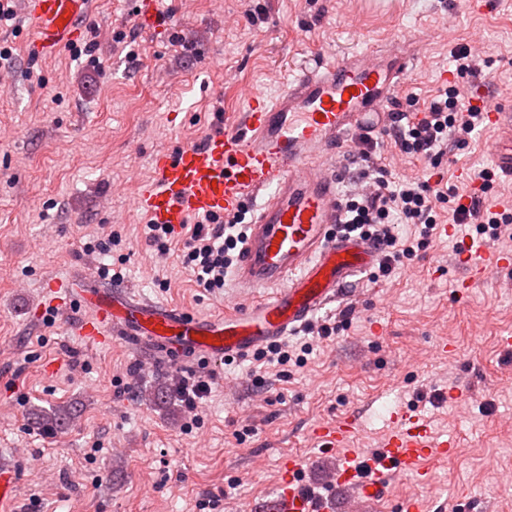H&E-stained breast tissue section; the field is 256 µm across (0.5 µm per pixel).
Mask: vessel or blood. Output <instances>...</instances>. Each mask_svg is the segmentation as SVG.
Segmentation results:
<instances>
[{
  "mask_svg": "<svg viewBox=\"0 0 512 512\" xmlns=\"http://www.w3.org/2000/svg\"><path fill=\"white\" fill-rule=\"evenodd\" d=\"M25 6L34 21V49L46 57L75 40L90 0H26ZM417 62L414 52L378 44L314 58L276 97L248 93L245 112L222 131L154 155V181L137 196V208L150 223L176 228L196 214L224 217L250 209L234 277L243 291L266 288L269 296L201 318L80 275L50 283V293L59 294L60 306L89 313L80 332L92 342L145 340L170 356L246 357L300 330L378 262L370 243L336 231L344 204L329 158L339 144L360 150L363 139L390 123L396 90ZM475 100L496 132L491 166L512 180V109L480 94ZM511 268L512 250L490 246L471 252L467 266L477 279ZM390 419L392 430L368 452L350 446L354 422L312 430L323 449L342 452L341 464L323 483L345 488L344 512H370L384 501L391 512H424L417 497L389 500V481L426 478V462L447 455L451 444L408 411H391ZM21 482L16 463L0 461V512H8ZM258 512H333V500L306 482L301 460L290 455L279 461L274 492Z\"/></svg>",
  "mask_w": 512,
  "mask_h": 512,
  "instance_id": "obj_1",
  "label": "vessel or blood"
}]
</instances>
